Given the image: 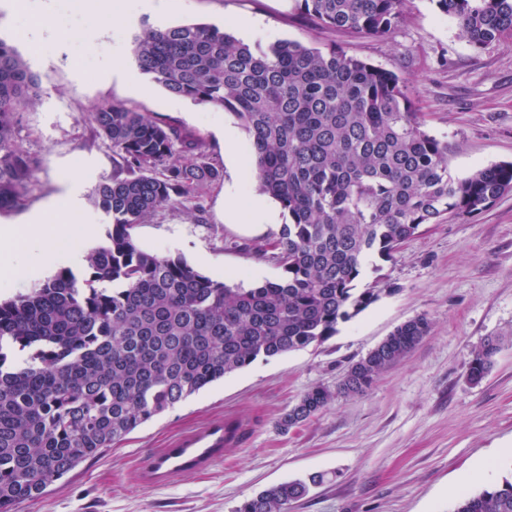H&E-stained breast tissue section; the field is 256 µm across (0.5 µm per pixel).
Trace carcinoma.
Masks as SVG:
<instances>
[{
    "label": "carcinoma",
    "instance_id": "carcinoma-1",
    "mask_svg": "<svg viewBox=\"0 0 512 512\" xmlns=\"http://www.w3.org/2000/svg\"><path fill=\"white\" fill-rule=\"evenodd\" d=\"M313 24L371 38L391 34L410 0H295ZM476 51L512 37V0H433ZM138 69L168 93L230 111L248 136L256 189L288 222L251 247L282 276L249 288L203 275L185 259L139 248L135 227L219 177L203 142L120 103L93 112L119 162L93 204L112 225L107 244L38 288L0 300V512L41 498L80 463L139 425L256 360L318 347L375 303L358 287L370 256L384 261L425 224L472 218L512 192V163L464 178L448 171V143L394 72L292 40L251 46L206 23L145 26ZM42 78L0 39V209L32 178L14 140L18 112ZM417 316L354 362L337 387L362 396L430 334ZM500 339L473 353L469 379L489 372ZM315 387L279 421L286 430L321 412ZM315 474L273 486L236 512H288ZM454 512H512V478L464 494Z\"/></svg>",
    "mask_w": 512,
    "mask_h": 512
}]
</instances>
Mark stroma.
I'll return each instance as SVG.
<instances>
[{"mask_svg":"<svg viewBox=\"0 0 512 512\" xmlns=\"http://www.w3.org/2000/svg\"><path fill=\"white\" fill-rule=\"evenodd\" d=\"M4 2L0 39L44 84L35 104L17 116L15 141L31 158L33 177L0 210L2 227L23 224L73 192L76 223L105 229L92 197L117 158L92 114L118 102L201 139L220 170L201 191L203 215L189 201L161 208L137 226L136 243L246 288L281 276V268L247 248L275 240L285 216L254 224L227 214L228 186L245 199L257 194L252 170L236 169L224 153L228 134L239 149L247 147L236 117L172 96L152 81L135 87L113 76L115 58L134 68L133 40L147 23L220 27L225 18L250 16L261 26L245 35L246 43L342 47L404 78L427 130L450 147L453 177L512 162V38L474 52L433 0H412L385 40L313 25L300 17L295 0H156L153 11L144 10L143 0H125L134 23L103 33L91 51L84 36L98 17L85 0L74 9L66 0H29L10 11ZM43 13L51 15L52 30L34 26ZM377 279L387 293L340 324L324 345L225 376L85 461L20 512H235L244 499L313 473L323 474V483L289 512H453L452 487L478 463L496 460L497 478L512 475L505 454L512 448V194L473 218L424 225L394 260L371 258L364 280ZM419 315L433 323L429 336L366 395L336 394L351 364ZM489 337L500 338L501 350L485 378L471 382L472 353ZM317 386L333 391L328 407L281 430L280 417ZM227 420L240 432L218 461L154 471L180 438Z\"/></svg>","mask_w":512,"mask_h":512,"instance_id":"obj_1","label":"stroma"}]
</instances>
